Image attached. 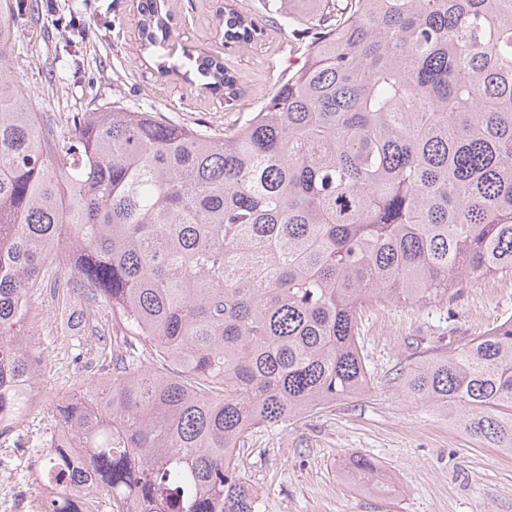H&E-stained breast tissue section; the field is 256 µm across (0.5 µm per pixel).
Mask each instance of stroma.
<instances>
[{
  "label": "stroma",
  "instance_id": "obj_1",
  "mask_svg": "<svg viewBox=\"0 0 512 512\" xmlns=\"http://www.w3.org/2000/svg\"><path fill=\"white\" fill-rule=\"evenodd\" d=\"M37 2L38 12L15 13L12 64L35 111L59 135L69 131L74 113L111 104L227 132L261 110L308 49L303 23L270 22L261 40L225 51L219 0H164L173 30L150 50L138 36L136 0ZM192 56L223 61L235 77L230 95L184 79ZM161 62L167 74L158 73ZM511 318L512 271L473 282L445 307L367 306L359 334L368 389L257 433L237 455L264 512H512V458L453 427L446 408L407 397L396 379L413 363L414 350L449 353ZM82 331L79 319L62 325L48 305H38L30 334L41 356L42 406L29 425L42 436L56 429L44 420L43 405L61 385L75 388L90 379L84 363L67 359ZM355 453L386 468L394 494H367L343 479L341 467Z\"/></svg>",
  "mask_w": 512,
  "mask_h": 512
}]
</instances>
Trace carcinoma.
Here are the masks:
<instances>
[{
	"instance_id": "obj_1",
	"label": "carcinoma",
	"mask_w": 512,
	"mask_h": 512,
	"mask_svg": "<svg viewBox=\"0 0 512 512\" xmlns=\"http://www.w3.org/2000/svg\"><path fill=\"white\" fill-rule=\"evenodd\" d=\"M267 4L225 13L224 37L299 15L308 58L231 132L114 105L54 138L0 0V407L39 372L21 303L45 296L62 321L76 300L103 308L76 359L109 406L48 412L82 454L41 450V512H263L226 451L367 389V304L444 305L512 270V0ZM139 14L142 46L166 41L158 0ZM190 72L234 84L215 57ZM404 392L512 454V320L419 356ZM345 476L394 491L368 456ZM80 483L96 494L72 498Z\"/></svg>"
}]
</instances>
